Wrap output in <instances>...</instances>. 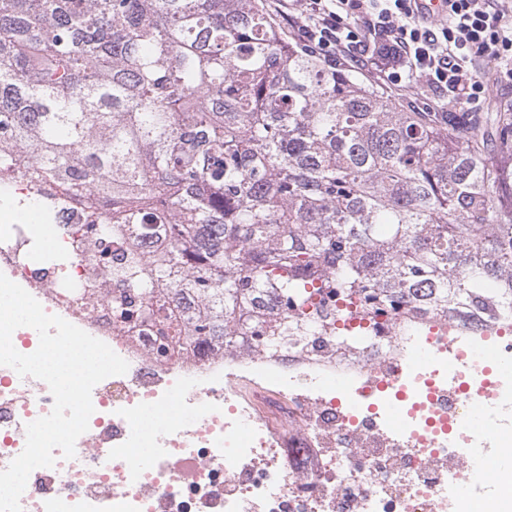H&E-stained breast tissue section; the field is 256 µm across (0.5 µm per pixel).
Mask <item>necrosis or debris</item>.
<instances>
[{
	"label": "necrosis or debris",
	"instance_id": "1",
	"mask_svg": "<svg viewBox=\"0 0 512 512\" xmlns=\"http://www.w3.org/2000/svg\"><path fill=\"white\" fill-rule=\"evenodd\" d=\"M94 248L73 203L37 232L0 225V273L129 364L93 388L74 458L32 471L22 512H458L461 491L481 489L487 471L461 454L473 433L448 422L478 407V386L449 394L437 362L404 391L389 369L427 343L512 337L511 320L414 309L372 322L339 300L305 346L273 351L247 335L187 344L168 288L151 320H116L119 283L94 267ZM341 330L368 340L347 348ZM339 379L367 396L349 403ZM53 404L44 381L0 365V470ZM147 448L159 454L145 467Z\"/></svg>",
	"mask_w": 512,
	"mask_h": 512
}]
</instances>
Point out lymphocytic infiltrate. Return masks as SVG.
Here are the masks:
<instances>
[{"mask_svg":"<svg viewBox=\"0 0 512 512\" xmlns=\"http://www.w3.org/2000/svg\"><path fill=\"white\" fill-rule=\"evenodd\" d=\"M447 2L438 17L421 0H271L270 12L330 69L384 89H427L443 112L469 110L489 95L475 62L495 64L512 87V14L502 0Z\"/></svg>","mask_w":512,"mask_h":512,"instance_id":"obj_1","label":"lymphocytic infiltrate"}]
</instances>
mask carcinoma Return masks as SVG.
<instances>
[{"label": "carcinoma", "instance_id": "1", "mask_svg": "<svg viewBox=\"0 0 512 512\" xmlns=\"http://www.w3.org/2000/svg\"><path fill=\"white\" fill-rule=\"evenodd\" d=\"M69 186L120 277L186 342L228 323L273 350L312 298L512 320V112H413L286 37L263 0H0V174ZM165 245L112 271L104 222Z\"/></svg>", "mask_w": 512, "mask_h": 512}]
</instances>
